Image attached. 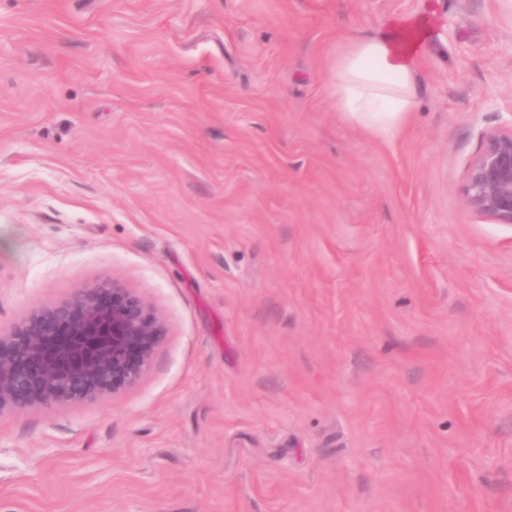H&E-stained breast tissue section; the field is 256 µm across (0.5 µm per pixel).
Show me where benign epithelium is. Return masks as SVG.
<instances>
[{
    "label": "benign epithelium",
    "instance_id": "1",
    "mask_svg": "<svg viewBox=\"0 0 512 512\" xmlns=\"http://www.w3.org/2000/svg\"><path fill=\"white\" fill-rule=\"evenodd\" d=\"M464 206L512 224V121L481 134ZM160 319L118 281L46 307L0 333V413L94 399L135 384L162 336Z\"/></svg>",
    "mask_w": 512,
    "mask_h": 512
}]
</instances>
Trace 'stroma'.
Listing matches in <instances>:
<instances>
[{
    "label": "stroma",
    "mask_w": 512,
    "mask_h": 512,
    "mask_svg": "<svg viewBox=\"0 0 512 512\" xmlns=\"http://www.w3.org/2000/svg\"><path fill=\"white\" fill-rule=\"evenodd\" d=\"M428 12L416 112H336L345 34ZM512 0H0V329L119 281L115 395L0 413V512H512ZM481 141L461 187L464 206L496 224H512V119L483 132Z\"/></svg>",
    "instance_id": "35a3bbf8"
}]
</instances>
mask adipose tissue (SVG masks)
<instances>
[{
  "label": "adipose tissue",
  "instance_id": "ef3b65f1",
  "mask_svg": "<svg viewBox=\"0 0 512 512\" xmlns=\"http://www.w3.org/2000/svg\"><path fill=\"white\" fill-rule=\"evenodd\" d=\"M434 40L424 14L389 17L373 34L345 37L330 64L336 111L377 139L392 138L416 109L420 63Z\"/></svg>",
  "mask_w": 512,
  "mask_h": 512
}]
</instances>
